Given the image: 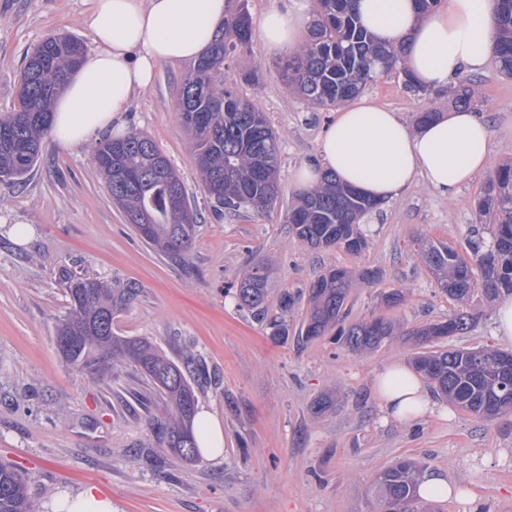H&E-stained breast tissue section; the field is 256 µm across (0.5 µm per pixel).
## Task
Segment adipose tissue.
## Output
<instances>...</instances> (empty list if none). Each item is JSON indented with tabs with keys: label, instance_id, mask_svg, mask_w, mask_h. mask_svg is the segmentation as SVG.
Listing matches in <instances>:
<instances>
[{
	"label": "adipose tissue",
	"instance_id": "obj_1",
	"mask_svg": "<svg viewBox=\"0 0 512 512\" xmlns=\"http://www.w3.org/2000/svg\"><path fill=\"white\" fill-rule=\"evenodd\" d=\"M89 2L86 24L94 52L52 107L49 134L65 147L88 144L104 133L124 134L122 114L134 94L152 86L157 67L196 62L224 20L225 0ZM491 2L448 0L447 11L427 14L415 0H358L356 8L378 42L404 47L412 81L436 90L492 62ZM310 23L305 0H281L265 13L259 36L268 52L278 54L294 46ZM492 154L481 114L452 111L413 130L396 113L362 100L337 108L320 140L319 164L300 166L294 182L307 191L325 169L341 184L384 203L421 179L454 201L463 183L489 167ZM374 389L385 418L409 421L433 410L420 377L400 363L379 370ZM419 495L481 512L472 488L442 469L422 475Z\"/></svg>",
	"mask_w": 512,
	"mask_h": 512
}]
</instances>
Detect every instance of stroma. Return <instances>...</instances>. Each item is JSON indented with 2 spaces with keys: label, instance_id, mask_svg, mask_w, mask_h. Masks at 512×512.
Instances as JSON below:
<instances>
[{
  "label": "stroma",
  "instance_id": "35a3bbf8",
  "mask_svg": "<svg viewBox=\"0 0 512 512\" xmlns=\"http://www.w3.org/2000/svg\"><path fill=\"white\" fill-rule=\"evenodd\" d=\"M87 9L88 0H0V116L17 107L24 57L42 39L69 34L93 49ZM283 60L256 36L223 68L225 87L253 101L278 138L281 192L269 212L231 216L205 194L177 107L190 65H161L153 85L123 114L127 128L147 133L169 158L197 207L188 266L135 234L87 147L45 140L25 182L0 179V457L25 472L41 507L63 491L95 486L114 512H375L379 469L411 458L423 469L443 468L474 482L482 512H512V457H501L512 453V415L483 420L440 399L434 413L416 421L383 420L374 376L391 362L410 363L416 347L393 340L359 354L328 335L297 339L309 312L308 288L330 267L380 273L376 282L351 289V319L381 316L418 327L457 310L419 259L417 239L469 254L474 230L486 224L478 212L485 185L512 163V79L493 65L460 78L489 117V168L462 185L455 203L417 181L363 223L367 247L355 256L336 247L310 249L289 230L293 174L317 160L335 113L289 93ZM252 69L259 73L255 85L244 80ZM361 95L410 126L419 112L449 109L447 98L413 91L395 71L369 82ZM15 225L32 228L25 243L13 240ZM259 258L275 265L269 311H276L280 292L298 297L284 344L274 343L267 323L239 310L228 294ZM67 272L135 284L140 293L116 312L113 331L150 338L176 361L189 355L202 361L206 375L194 389L199 405L221 422L222 461L149 465L147 456L161 452L151 434L154 418L165 413L160 395L122 365L92 381L63 364L54 336L68 309ZM397 289L405 302L386 307L384 295ZM330 390L338 393L335 407L314 417L311 403Z\"/></svg>",
  "mask_w": 512,
  "mask_h": 512
}]
</instances>
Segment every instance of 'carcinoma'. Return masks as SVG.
Listing matches in <instances>:
<instances>
[{
	"label": "carcinoma",
	"instance_id": "obj_1",
	"mask_svg": "<svg viewBox=\"0 0 512 512\" xmlns=\"http://www.w3.org/2000/svg\"><path fill=\"white\" fill-rule=\"evenodd\" d=\"M495 63L501 74L512 77V0H493ZM314 22L308 39L282 66L287 84L317 109H327L356 97L368 82L396 68L411 81L403 63L404 49L380 45L360 24L356 0H315ZM249 12H240L236 0H226L224 28L184 79L179 115L193 135L194 156L207 196L228 212L263 213L280 194L279 160L263 167L262 155H279L278 140L263 112L219 81L224 60L251 43ZM85 52L83 44L67 35L49 36L26 54L18 86V106L0 117V129L12 136L0 138V176L23 181L42 153V136L50 124L54 100L64 90L73 70V57ZM448 99L458 109L475 105L470 89L451 85ZM107 188L123 210L135 218L137 236L184 267L196 235L198 213L180 176L167 156L147 134L131 129L121 137L104 136L89 147ZM139 174V179L118 186L112 168ZM379 203L340 184L326 172L322 183L299 196L288 212V223L298 240L314 249L338 247L361 254L367 241L360 221ZM479 213L492 221L488 244L471 242L472 261L452 246L419 239L418 255L435 275L442 291L463 300L481 289L488 298L512 297V165L499 169L489 180ZM271 267L263 259L252 261L236 288L238 308L265 317ZM378 271L352 272L330 267L309 286L310 313L299 332L313 341L339 326L337 342L351 352H364L398 336L396 322L381 317L346 323L347 298L354 283L371 284ZM68 312L55 327L56 350L67 368L95 380L117 364L131 367L161 394L165 420L155 423L156 442L173 459L198 460L194 424L197 397L190 382V361L180 364L147 338L118 336L113 315L138 294L133 285H112L91 277L65 279ZM480 312L456 311L441 322L427 323L406 332L420 345L466 335ZM270 339L288 342V321L269 322ZM413 367L434 391L461 410L483 419L512 412V352L484 347H448L421 352ZM335 395L325 392L311 404L320 417L334 405ZM419 469L402 458L381 470L375 481L379 512H426L417 495ZM0 512H36L25 477L9 462L0 460Z\"/></svg>",
	"mask_w": 512,
	"mask_h": 512
}]
</instances>
